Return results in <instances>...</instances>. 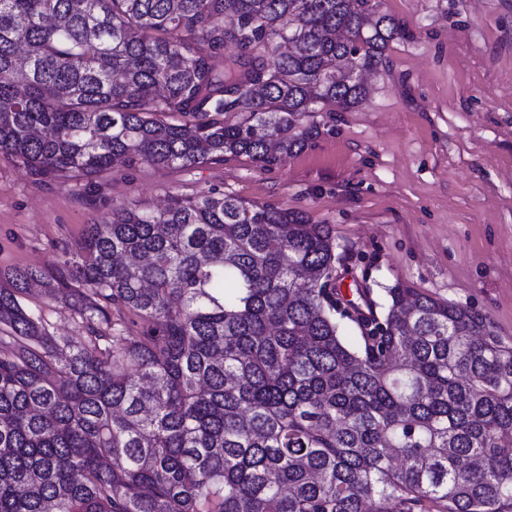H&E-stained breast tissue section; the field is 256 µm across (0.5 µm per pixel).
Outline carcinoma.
I'll use <instances>...</instances> for the list:
<instances>
[{
  "label": "carcinoma",
  "mask_w": 512,
  "mask_h": 512,
  "mask_svg": "<svg viewBox=\"0 0 512 512\" xmlns=\"http://www.w3.org/2000/svg\"><path fill=\"white\" fill-rule=\"evenodd\" d=\"M399 32L380 0H0V155L54 181L281 163ZM336 260L330 225L212 192L0 273V512H512V346L401 282L343 307ZM23 304L31 311L41 313L52 336L79 338L83 329L73 312L62 301H51L42 292L40 286L33 285L22 298Z\"/></svg>",
  "instance_id": "1"
}]
</instances>
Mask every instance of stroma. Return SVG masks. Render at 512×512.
I'll use <instances>...</instances> for the list:
<instances>
[{
  "label": "stroma",
  "instance_id": "stroma-1",
  "mask_svg": "<svg viewBox=\"0 0 512 512\" xmlns=\"http://www.w3.org/2000/svg\"><path fill=\"white\" fill-rule=\"evenodd\" d=\"M401 28L365 103L327 106L305 146L263 165L244 156L191 168L119 161L93 180L39 181L0 156V272L47 270L61 242L131 203L221 191L331 225L343 289L372 305L403 282L487 314L512 345V0H383ZM55 336L79 338L69 308L32 286L22 299Z\"/></svg>",
  "mask_w": 512,
  "mask_h": 512
}]
</instances>
